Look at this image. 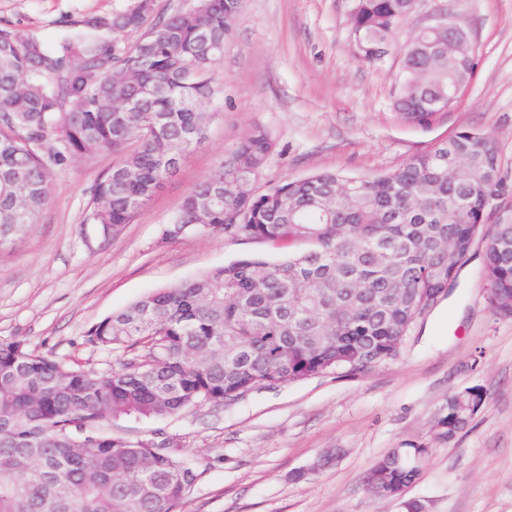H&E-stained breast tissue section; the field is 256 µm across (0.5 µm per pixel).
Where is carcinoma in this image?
<instances>
[{
  "instance_id": "obj_1",
  "label": "carcinoma",
  "mask_w": 512,
  "mask_h": 512,
  "mask_svg": "<svg viewBox=\"0 0 512 512\" xmlns=\"http://www.w3.org/2000/svg\"><path fill=\"white\" fill-rule=\"evenodd\" d=\"M414 0H356L350 21L372 46L399 34ZM240 0H198L156 16L127 0L87 16L48 44L0 27V253L39 223L54 168L69 157L112 153L87 220L112 239L206 138L203 105L239 16ZM139 38L129 41L130 34ZM448 30L407 37L393 100L403 125L428 129L448 115V86L473 72L450 57ZM371 178L322 171L259 194L273 141L253 126L183 199L163 238L222 235L288 249L271 261L241 256L190 282L159 289L88 332L122 353L119 366L75 369L0 338V512H177L196 465L166 441H129L109 419L165 417L232 405L333 368L366 373L398 355L418 318L448 296V280L485 242L489 304L512 317V235L479 220L501 183L499 147L477 130L455 134ZM467 204L460 218L452 209ZM482 396L448 398L440 436L455 437ZM393 448L368 470L375 499L409 487L421 467Z\"/></svg>"
}]
</instances>
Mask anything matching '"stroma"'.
<instances>
[{
    "label": "stroma",
    "instance_id": "obj_1",
    "mask_svg": "<svg viewBox=\"0 0 512 512\" xmlns=\"http://www.w3.org/2000/svg\"><path fill=\"white\" fill-rule=\"evenodd\" d=\"M122 0H0V19L46 42L67 20L111 14ZM355 0H242L215 70L207 138L178 175L103 242L85 219L111 154L74 156L55 169L39 223L0 255V337L74 367L104 371L118 353L86 344L92 326L160 288L247 254L280 258L260 243L223 236L163 239L184 196L255 124L275 147L259 191L318 171L368 177L441 139L475 128L499 147V206H512V0H418L409 31L442 9L461 18L476 47L457 107L430 129L399 123L392 100L400 59L360 58ZM475 241L448 298L418 319L396 358L369 374L334 370L237 403L163 418L105 424L132 441L161 436L200 477L180 512H404L367 493L364 475L393 448H419L422 475L408 498L426 512H512V318L495 314ZM480 389L469 426L445 441L437 426L451 394Z\"/></svg>",
    "mask_w": 512,
    "mask_h": 512
}]
</instances>
